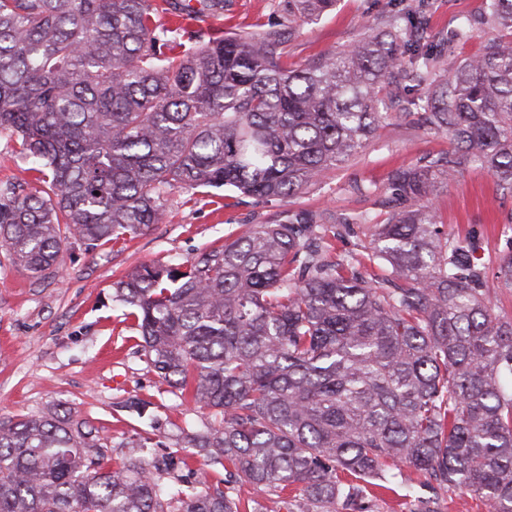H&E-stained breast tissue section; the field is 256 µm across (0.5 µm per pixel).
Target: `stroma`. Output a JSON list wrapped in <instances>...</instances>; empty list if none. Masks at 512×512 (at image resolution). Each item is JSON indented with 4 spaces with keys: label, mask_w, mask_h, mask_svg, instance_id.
Returning <instances> with one entry per match:
<instances>
[{
    "label": "stroma",
    "mask_w": 512,
    "mask_h": 512,
    "mask_svg": "<svg viewBox=\"0 0 512 512\" xmlns=\"http://www.w3.org/2000/svg\"><path fill=\"white\" fill-rule=\"evenodd\" d=\"M282 0H224V29L255 30L281 21ZM417 0H337L313 22L298 25L288 42V62L301 66L342 51L368 34L383 33L394 11ZM484 0H429L413 37L440 40L480 15ZM451 136L422 126L416 115L394 113L344 167L296 197V205L341 215L369 213L385 219L395 202L389 172L453 149ZM444 231L475 246L487 274L512 252V197L501 195L487 168L474 165L438 184L430 196ZM257 205L227 188L211 193L173 192L162 223L127 243L86 251L69 241L55 273L41 279L18 271L0 252V421L50 412L72 414L98 431L113 460L171 456L185 486L223 482L240 505L261 502L262 512H284L281 503L236 484L222 466L207 464L185 445L187 432L208 418L170 387L137 352L133 320L112 300V283L150 262L181 264L216 241L284 209ZM141 441L134 450L130 441Z\"/></svg>",
    "instance_id": "35a3bbf8"
}]
</instances>
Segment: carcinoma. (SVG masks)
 Listing matches in <instances>:
<instances>
[{"instance_id": "carcinoma-1", "label": "carcinoma", "mask_w": 512, "mask_h": 512, "mask_svg": "<svg viewBox=\"0 0 512 512\" xmlns=\"http://www.w3.org/2000/svg\"><path fill=\"white\" fill-rule=\"evenodd\" d=\"M335 4L285 10L314 21ZM483 24L498 39L442 76L405 14L290 68L278 25L224 34V0H0V139L41 163L38 185H0V249L40 279L69 237L145 235L175 190L289 201L392 104L420 112L456 147L389 174L406 208L378 223L290 206L193 261L128 271L113 301L160 378L213 418L191 447L286 512H367L408 471L429 490L409 512H512V316L491 299L512 290V254L488 283L427 204L476 163L512 195V0H486ZM180 32L194 44L172 57ZM336 222L372 225L369 252L332 256ZM181 482L141 458L112 466L70 414L0 423V512H240L221 484Z\"/></svg>"}]
</instances>
